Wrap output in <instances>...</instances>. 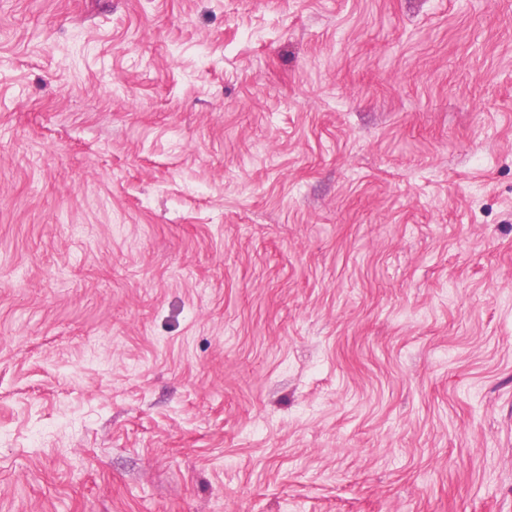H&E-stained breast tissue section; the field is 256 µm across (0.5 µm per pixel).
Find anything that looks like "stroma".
<instances>
[{"label":"stroma","instance_id":"35a3bbf8","mask_svg":"<svg viewBox=\"0 0 512 512\" xmlns=\"http://www.w3.org/2000/svg\"><path fill=\"white\" fill-rule=\"evenodd\" d=\"M0 512H512V0H0Z\"/></svg>","mask_w":512,"mask_h":512}]
</instances>
